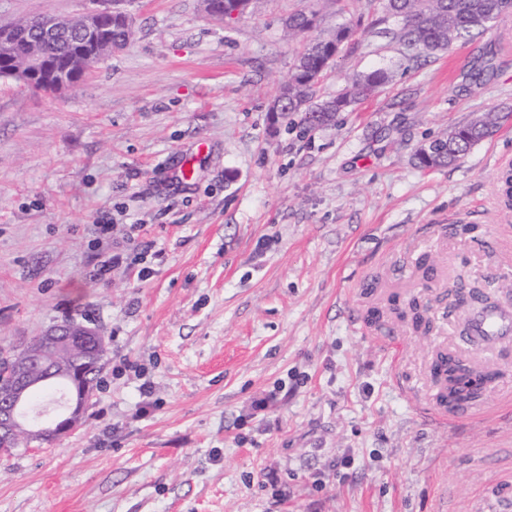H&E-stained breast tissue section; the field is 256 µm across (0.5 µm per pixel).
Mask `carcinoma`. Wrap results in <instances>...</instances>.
<instances>
[{
	"label": "carcinoma",
	"instance_id": "1",
	"mask_svg": "<svg viewBox=\"0 0 512 512\" xmlns=\"http://www.w3.org/2000/svg\"><path fill=\"white\" fill-rule=\"evenodd\" d=\"M385 9L395 19L394 27L384 34L406 48L419 54L435 53L448 49L454 40L474 31L491 28L512 9V0H386ZM70 25L59 35L45 43L48 63L63 64L77 54L83 44L80 40L79 21L69 18ZM316 12H300L289 16L288 32L303 37V49L296 57L292 72L269 107L271 112L302 114L301 121L310 127L324 126L336 115L366 98L391 80V72L377 68L355 75L348 89L333 98L313 101V91L318 81L334 62L333 54H341L357 34L351 23H339L326 33L316 34ZM100 38L112 42L115 49L125 48L131 41L132 30L118 19L105 15L101 18ZM501 116L490 109L475 116L469 122L455 127L443 136L448 146L437 151L430 145L422 146L416 154L422 168L445 167L457 162L472 146L490 136L499 126ZM37 338L24 347H16L13 353L0 359L6 366L17 358L32 361L35 374L43 375L35 362ZM437 364L445 367V373L434 372L440 387L439 403L452 405L456 401L475 399L478 393H463L458 387L457 371L463 366L444 353H438Z\"/></svg>",
	"mask_w": 512,
	"mask_h": 512
}]
</instances>
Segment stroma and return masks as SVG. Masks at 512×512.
<instances>
[{
    "label": "stroma",
    "mask_w": 512,
    "mask_h": 512,
    "mask_svg": "<svg viewBox=\"0 0 512 512\" xmlns=\"http://www.w3.org/2000/svg\"><path fill=\"white\" fill-rule=\"evenodd\" d=\"M86 0H0V21ZM134 37L52 97L0 78V351L76 320L107 341L81 423L0 455V512H476L512 448L500 392L448 428L431 366L460 351L448 288L485 282L512 161V14L447 51L379 37L380 0H127ZM362 26L318 84L391 81L307 127L268 108L299 39ZM495 107L455 164L417 149ZM195 157L182 175L184 157ZM484 223L460 227L465 211ZM112 227L99 238L96 227ZM121 266L98 272V253ZM427 308V333L399 319ZM379 311L381 327L369 325ZM498 172L500 174L501 182L504 180V188L500 189L497 199H496V208L498 215L500 217L499 222L501 224H496L494 226L493 235H497L502 225H510L512 218V199L509 197L507 190L508 184L507 180L510 175L512 176V164L511 162H499L497 164ZM510 186V194L512 195V177L508 181Z\"/></svg>",
    "instance_id": "35a3bbf8"
}]
</instances>
